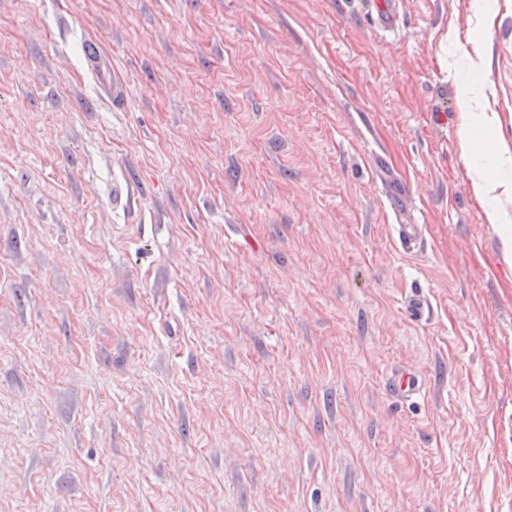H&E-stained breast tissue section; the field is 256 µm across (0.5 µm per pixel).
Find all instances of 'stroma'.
<instances>
[{
    "mask_svg": "<svg viewBox=\"0 0 512 512\" xmlns=\"http://www.w3.org/2000/svg\"><path fill=\"white\" fill-rule=\"evenodd\" d=\"M399 12L0 0V512H512V0ZM389 390L396 396L402 398L424 397L426 388L423 386L420 377L411 370L398 373L389 383Z\"/></svg>",
    "mask_w": 512,
    "mask_h": 512,
    "instance_id": "stroma-1",
    "label": "stroma"
}]
</instances>
